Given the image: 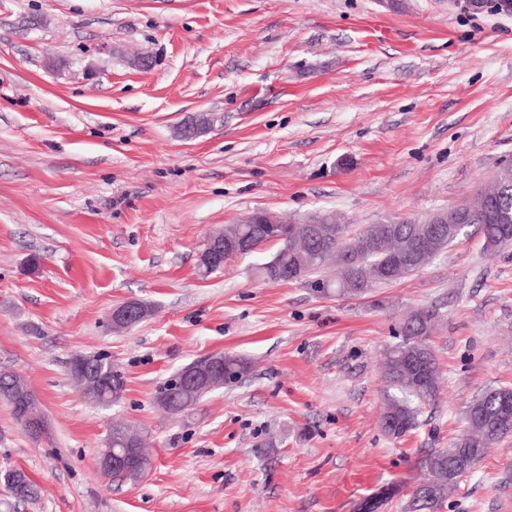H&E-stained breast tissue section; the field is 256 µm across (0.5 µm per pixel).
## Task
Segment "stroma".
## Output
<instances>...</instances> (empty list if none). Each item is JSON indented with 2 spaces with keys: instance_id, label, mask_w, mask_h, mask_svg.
<instances>
[{
  "instance_id": "stroma-1",
  "label": "stroma",
  "mask_w": 512,
  "mask_h": 512,
  "mask_svg": "<svg viewBox=\"0 0 512 512\" xmlns=\"http://www.w3.org/2000/svg\"><path fill=\"white\" fill-rule=\"evenodd\" d=\"M508 162L512 16L464 0H0V370L49 425L32 438L0 401V470L40 489L18 512H357L415 484L474 397L512 388V245L469 228L357 297L263 281L272 244L207 277L199 252L259 210L355 230L425 217ZM128 301L153 313L115 329ZM420 308L444 387L395 439L381 354ZM216 352L247 357L250 378L178 415L155 405ZM77 355L121 372L118 403L83 398ZM115 423L151 460L122 483L99 468ZM440 512H512V438Z\"/></svg>"
}]
</instances>
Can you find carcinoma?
<instances>
[{
    "label": "carcinoma",
    "instance_id": "obj_1",
    "mask_svg": "<svg viewBox=\"0 0 512 512\" xmlns=\"http://www.w3.org/2000/svg\"><path fill=\"white\" fill-rule=\"evenodd\" d=\"M494 184H484L477 203L465 206L462 211L474 217L473 224L482 233L486 249L503 247L498 242L497 228L485 212L486 192ZM259 224L241 222L224 229L226 241L243 240L256 252L268 244L278 246L274 254L275 264H262L259 275L269 282L282 281L281 275L293 271L302 281L317 273L329 259H336V268L346 266L347 247L354 248L356 266L347 269L341 278H330L319 283L325 290L338 295L358 296L375 284L391 283L425 267L429 260L410 265L404 272L391 269L393 256H411L417 240L428 230L427 224H371L363 232L351 237L347 225L336 223L331 215L317 217L313 229L306 224H286L277 218L271 224L264 223L265 213H257ZM436 314L418 309L410 312L404 322L401 342L384 352L385 379L395 394L386 399L380 417L384 432L401 438L423 425L421 413L424 406L436 401L441 387V374L436 356L427 343L434 327ZM224 360V377L238 382L251 372L248 359L226 353H218ZM102 375L92 379L81 372L70 370L71 377L82 388L84 398L91 404H107L106 396L118 402L124 393L123 377L106 359L100 364ZM169 384L157 390L156 403L170 414L183 413L198 404L204 394L192 391L182 393V400L173 402ZM512 398L511 388L488 389L477 395L466 407L467 429L449 447L433 449L420 461L422 475L413 486L405 505V512H438L475 467L485 457L492 445L512 437V419L498 418L496 406L499 399ZM4 487H15L23 495L22 503H35L40 497L37 484L22 470L7 469L0 473ZM400 493L391 486L381 496H372L360 504V512H377L385 501Z\"/></svg>",
    "mask_w": 512,
    "mask_h": 512
}]
</instances>
